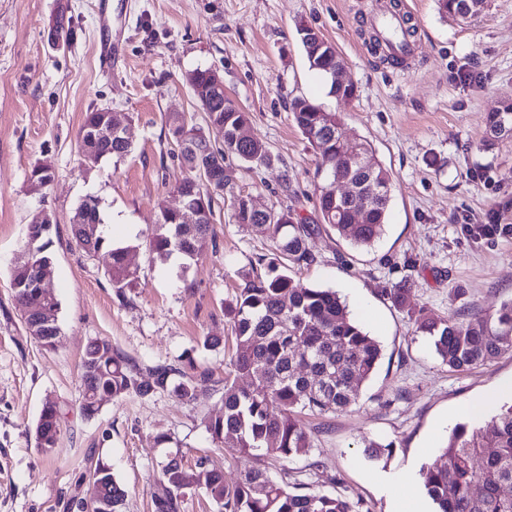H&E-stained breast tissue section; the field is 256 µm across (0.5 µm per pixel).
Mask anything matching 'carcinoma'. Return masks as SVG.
Listing matches in <instances>:
<instances>
[{"instance_id":"cac0c4a2","label":"carcinoma","mask_w":512,"mask_h":512,"mask_svg":"<svg viewBox=\"0 0 512 512\" xmlns=\"http://www.w3.org/2000/svg\"><path fill=\"white\" fill-rule=\"evenodd\" d=\"M469 2V14L484 8L486 0H437L441 15L456 14L464 2ZM76 37L70 19L60 11L51 31L54 43L68 47ZM342 57L333 49L319 63L309 67L326 78L329 93L349 104L356 98V88L332 82L330 70ZM194 97L206 112V128L187 126L200 142L197 151L181 152L190 175L184 184L187 194H196L205 203L202 223L185 228L171 222L161 212L160 223L152 225L144 239L145 249L154 260L165 262L179 252L201 253L214 237V195L224 188L202 183L201 174L209 173L221 181L223 170L217 159L234 156L246 164L259 166L270 160V152L262 140L251 137L238 140L234 130L248 125L245 112H226L224 105L232 101L216 93L210 69L196 68L183 76ZM294 122L316 151L319 167L327 185L317 197L321 215L333 213L334 222L328 227L359 248L372 246L380 237L387 219L390 195L385 187L391 184L388 170L380 165L372 175L375 185L383 187L381 194L367 195L368 217L359 222L358 205L341 198L338 178L349 173L341 136L340 113H329L330 127L320 124L321 105L296 97L290 104ZM507 122L512 124V99L489 114L487 127ZM109 123L105 109L86 113L80 129V151L95 156V163L121 158L130 152V145L103 131ZM237 223L256 226L272 240V257L258 258L267 263L268 274L247 283L241 289L232 309V330L236 351L232 371L251 379L247 388L240 387L230 377H224L221 416L205 422L212 442L250 461L237 482L229 485L224 472L211 467L204 459L198 463L197 487L217 503L224 512H355L354 506L340 495L315 490L309 484L292 478L283 470L280 478L272 477L264 459L277 462L291 460L301 449L310 447L311 434L296 417L302 411L323 415L345 411L357 404L361 387L376 372L382 351L379 345L349 316L347 307L335 291L316 288L278 271L279 265L308 266L314 261L307 241L320 226L292 221L288 209L275 211L270 221L264 214L246 206L243 196L234 199ZM101 226L98 200L83 199L71 222L72 239L86 256L92 257L106 249L112 256L108 276L117 288H133L138 283L137 272L128 268V247L112 246ZM11 280L24 281L14 290L21 313L29 324L44 308H49L54 327H59L60 302L45 300L34 285L32 271L24 266L11 269ZM394 307L414 318L415 332L431 337L436 355L453 371H465L512 352V302L502 305L495 313L464 318L456 312L441 318L412 303L409 289L395 288L390 292ZM165 363L149 368L150 381L138 382L137 371L127 358L104 340L93 341L81 364L82 403L85 415L91 417L101 402L118 399L131 392L141 395L154 391H170L182 400L194 398L198 385L209 376H181ZM60 434V417L53 404L46 405L34 426L36 447L52 449ZM394 443L370 441L364 446L365 456L372 462L389 459ZM446 461L423 467L422 486L436 505L434 512H512V406L491 418L486 427L469 431L458 425L448 437L444 448ZM93 482L101 499L119 512L126 491L115 480L111 469L99 463L93 471ZM159 483L165 496L154 500L155 512H182L186 473L179 457L167 460L159 473Z\"/></svg>"}]
</instances>
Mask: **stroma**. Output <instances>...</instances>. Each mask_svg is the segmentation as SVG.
Segmentation results:
<instances>
[{"label": "stroma", "instance_id": "stroma-1", "mask_svg": "<svg viewBox=\"0 0 512 512\" xmlns=\"http://www.w3.org/2000/svg\"><path fill=\"white\" fill-rule=\"evenodd\" d=\"M407 15L417 52L387 63L369 37L371 16L388 6ZM127 17L128 64L102 71L94 38L103 21L97 0H0V512H82L97 463L125 488L121 512H154L156 477L168 456L188 475L200 459L235 482L244 462L215 446L207 419L222 415L219 382L230 370L231 319L240 288L271 242L236 223L232 201L249 195L263 208H291L319 221L316 197L326 182L318 158L288 106L307 97L341 115L348 146L369 141L392 178L387 221L374 246L353 247L334 232L308 240L314 262L291 269L304 283L336 290L380 345L377 373L351 410L304 417L311 446L288 466L310 471L318 487L360 512H394L388 481L419 474L439 460L445 435L431 430L460 420V405L512 380V353L467 371L442 364L429 337L416 334L389 294L407 288L433 313L491 314L512 301V235L487 237L482 225H512V138L487 136V116L512 97V0H487L477 15L441 16L436 0H118ZM65 9L73 43L54 46L49 25ZM333 44L357 88L340 106L312 70L299 26ZM218 69L224 94L249 115L269 148V163L247 169L224 161V193L214 207L215 236L187 271L180 257L152 262L137 243L157 223L159 203L175 204L189 174L169 132L178 114L204 126L205 114L184 83L196 68ZM473 74L465 82L463 74ZM108 108L124 121L131 152L93 168L82 165L78 134L86 112ZM46 163L53 178L42 194L27 176ZM98 197L104 232L128 245L137 287L114 288L107 252L88 257L71 238L81 200ZM55 217L49 237L52 286L60 301V336L45 348L28 333L10 283L31 215ZM214 346L203 347L204 338ZM109 342L140 379L157 363L209 382L186 401L169 392L130 394L81 411L80 365L92 341ZM60 413L55 448L40 451L33 428L46 401ZM469 429L486 421L470 417ZM394 442L385 463L363 453L366 441Z\"/></svg>", "mask_w": 512, "mask_h": 512}]
</instances>
